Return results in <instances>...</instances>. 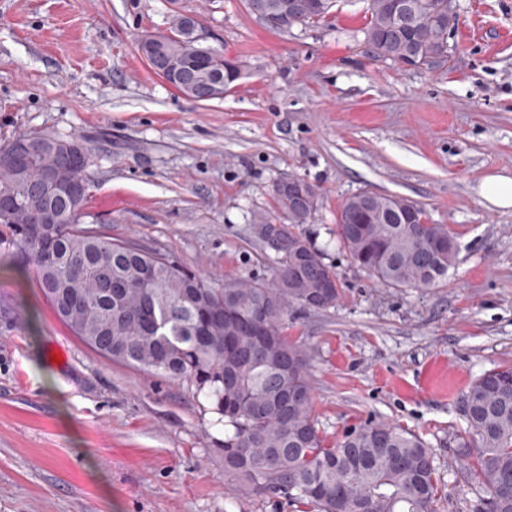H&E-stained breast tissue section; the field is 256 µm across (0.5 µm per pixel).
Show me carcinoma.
<instances>
[{
  "mask_svg": "<svg viewBox=\"0 0 512 512\" xmlns=\"http://www.w3.org/2000/svg\"><path fill=\"white\" fill-rule=\"evenodd\" d=\"M259 2L260 12L280 20L288 0ZM306 8L285 32L326 17L337 0H302ZM362 29L367 54L394 65L421 68L448 57V34L459 14L448 0H367ZM189 15H173L170 31L141 39L139 49L153 64L154 47L164 42L181 55L193 32ZM188 86L172 82L198 100L200 85L224 74L214 98L241 75L239 62L208 49ZM22 133L0 144V195L17 191L20 180L34 186L47 168L66 169L63 158L43 154L23 172L7 158ZM302 204L281 182L273 184L278 209L288 216L275 249V282L224 279L214 287L204 277L159 250L134 239H114L82 226L87 196L59 199L67 213L47 241L29 228L41 223L48 202L29 193L12 212L0 211V227L17 254L30 260L40 288L57 281L63 294L79 295L85 307L66 315L63 300L46 296L58 319L104 359L174 382H188L224 421L228 477L259 497L280 495L309 504L316 512H439L440 488L433 454L418 436L399 426L369 419L347 429L332 445L313 413L308 356L288 341V309L325 310L339 297L336 273L323 252L294 230L316 206V190ZM339 243L352 262L379 282L397 288H426L440 282L454 264L456 246L446 224H433L419 204L397 195L360 191L349 196L336 217ZM155 264L164 273L142 282L138 268ZM326 288H320V285ZM467 427L458 435L466 482L474 486V512H512V365H499L476 378L460 397Z\"/></svg>",
  "mask_w": 512,
  "mask_h": 512,
  "instance_id": "1",
  "label": "carcinoma"
}]
</instances>
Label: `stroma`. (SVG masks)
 Segmentation results:
<instances>
[{
  "label": "stroma",
  "instance_id": "obj_1",
  "mask_svg": "<svg viewBox=\"0 0 512 512\" xmlns=\"http://www.w3.org/2000/svg\"><path fill=\"white\" fill-rule=\"evenodd\" d=\"M448 59L404 69L362 51L366 0L274 33L246 0H0V141L55 132L90 149L86 225L133 238L222 281H271L254 219L286 223L272 186L295 176L317 209L297 230L324 252L340 298L289 309L309 356L328 440L368 419L431 449L439 512H472L455 436L459 397L512 364V209L477 193L512 174V0H457ZM200 44L243 69L223 98L195 102L138 46L174 9ZM408 198L456 245L429 288L379 283L336 245L344 200ZM64 353L61 362L51 350ZM224 426L185 383L108 362L57 319L0 241V512H310L252 496L224 475Z\"/></svg>",
  "mask_w": 512,
  "mask_h": 512
}]
</instances>
